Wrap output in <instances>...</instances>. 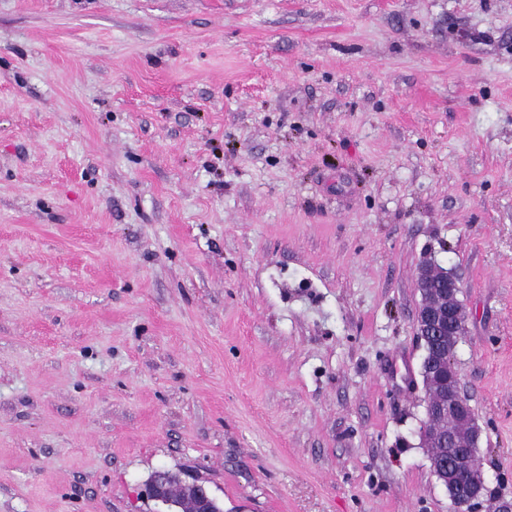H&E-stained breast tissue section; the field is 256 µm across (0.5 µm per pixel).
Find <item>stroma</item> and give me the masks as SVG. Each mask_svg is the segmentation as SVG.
I'll use <instances>...</instances> for the list:
<instances>
[{"label": "stroma", "mask_w": 512, "mask_h": 512, "mask_svg": "<svg viewBox=\"0 0 512 512\" xmlns=\"http://www.w3.org/2000/svg\"><path fill=\"white\" fill-rule=\"evenodd\" d=\"M512 499V0H0V512H452L416 274ZM434 284L439 288H433ZM417 285L422 296L415 318L417 336L445 346L447 336L458 340L464 333L467 315L459 299L461 287L455 274L438 264H425L418 269ZM174 489L168 478L159 473L155 475L148 483V493L156 502L160 503L164 508L172 505L171 491ZM177 491L180 494L184 512H222L219 500L212 495L209 488L197 480H180ZM185 507V508H184ZM186 509V510H185Z\"/></svg>", "instance_id": "obj_1"}]
</instances>
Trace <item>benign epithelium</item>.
<instances>
[{
	"label": "benign epithelium",
	"instance_id": "7a95c632",
	"mask_svg": "<svg viewBox=\"0 0 512 512\" xmlns=\"http://www.w3.org/2000/svg\"><path fill=\"white\" fill-rule=\"evenodd\" d=\"M417 285L422 296L415 318L417 335H463L467 315L455 274L438 264H425L418 269ZM422 376L425 389L433 390L436 397L426 399L421 439L428 447L439 443L443 448V454L430 458L431 469L447 490L453 512H473L485 487L483 471L476 461L482 430L461 396L455 351L428 352ZM174 489L180 494L184 512H222L218 499L197 480H182L174 487L159 473L148 483L150 497L165 508L172 505Z\"/></svg>",
	"mask_w": 512,
	"mask_h": 512
}]
</instances>
